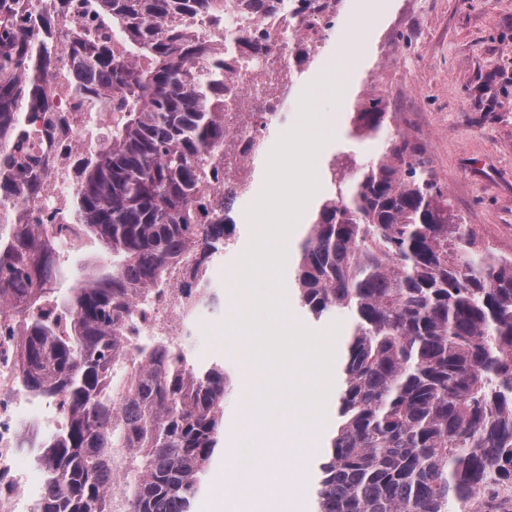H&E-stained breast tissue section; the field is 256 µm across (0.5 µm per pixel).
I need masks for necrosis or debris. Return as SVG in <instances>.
I'll list each match as a JSON object with an SVG mask.
<instances>
[{
	"label": "necrosis or debris",
	"instance_id": "4bbe7bcc",
	"mask_svg": "<svg viewBox=\"0 0 512 512\" xmlns=\"http://www.w3.org/2000/svg\"><path fill=\"white\" fill-rule=\"evenodd\" d=\"M297 4L298 0H282L281 8L275 13L257 18L234 11L224 23V93L230 98L224 124L233 133L232 139L224 145V200L232 212L237 209L240 187H247L248 203H255L260 196V186L255 183L253 174L255 158L268 151L265 123L270 113L280 111L293 92L290 77L297 47L325 50L336 31L335 21L328 14L300 20L295 13ZM92 24L91 18L77 15L72 8L59 14L51 35L56 47L55 63L44 75L52 88L55 110L69 116L66 140L74 148L99 146V129L112 123L111 113L100 112L95 125H88L85 104L69 92L71 54L67 48V33L72 26ZM268 39L275 41V49L258 56L249 66L240 65L239 59L249 54L251 43ZM72 190L65 156L56 149H48L40 193L18 206L24 223L45 224L51 220L66 223L65 205ZM180 279V270H173L165 301L154 305L147 314L144 335L172 339L181 335L184 326L200 322L204 305L199 299L191 300L182 294ZM13 360L11 340L0 338V472L9 477L0 488V512H21L29 498L44 492L43 487L33 486L27 471L18 466L16 419L29 409L33 400L16 392L10 370Z\"/></svg>",
	"mask_w": 512,
	"mask_h": 512
}]
</instances>
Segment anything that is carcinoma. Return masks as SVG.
I'll return each mask as SVG.
<instances>
[{
	"mask_svg": "<svg viewBox=\"0 0 512 512\" xmlns=\"http://www.w3.org/2000/svg\"><path fill=\"white\" fill-rule=\"evenodd\" d=\"M278 0H78L97 20L70 33L72 94L112 113L104 148L78 161L69 207L108 270L80 269L66 295L48 228L0 217V336L16 339V387L59 405L54 436L25 443L48 474L30 512H191L224 427L227 379L133 321L194 253L181 288L224 249V56L188 21L224 8L257 17ZM55 13L46 0H0V204L36 192L37 141L11 123L42 112L50 142ZM387 112L354 113L373 137ZM337 186L299 244L294 292L321 317L352 314L336 396L338 424L318 463L315 512H454L492 484L512 488V259L477 245L406 140ZM127 459L122 496L112 455Z\"/></svg>",
	"mask_w": 512,
	"mask_h": 512,
	"instance_id": "1",
	"label": "carcinoma"
}]
</instances>
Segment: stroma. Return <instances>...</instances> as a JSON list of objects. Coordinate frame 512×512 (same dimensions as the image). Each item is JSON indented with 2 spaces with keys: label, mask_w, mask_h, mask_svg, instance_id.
Segmentation results:
<instances>
[{
  "label": "stroma",
  "mask_w": 512,
  "mask_h": 512,
  "mask_svg": "<svg viewBox=\"0 0 512 512\" xmlns=\"http://www.w3.org/2000/svg\"><path fill=\"white\" fill-rule=\"evenodd\" d=\"M382 10L369 35V50L345 101H338L342 75L322 72L330 56H353L356 44L346 33L356 0H341L336 34L326 55L302 74L298 93L269 124V143L299 121V95L316 89L322 112H338L343 135L333 154L355 168L376 160L394 136L408 139L448 196L454 212L469 224L480 245L512 257V0H381ZM381 100L388 118L372 138L353 134L351 118L360 101ZM234 245L217 256L220 266L210 291L215 301L197 330L178 342L197 364L223 366L229 379L224 397V425L240 430L235 443L251 454L270 439H291L293 463L304 470L293 490L298 512H312L318 460L335 428V390L339 374L331 372L330 395L323 413L301 424L297 411L281 412L263 428L249 407L265 375L239 343L229 341L226 322L239 296L233 286L237 264L253 241L248 221L237 224ZM283 295L292 321L309 331L335 330L334 349H342L351 325L348 310L335 309L316 318L295 299L292 283Z\"/></svg>",
  "instance_id": "stroma-1"
}]
</instances>
